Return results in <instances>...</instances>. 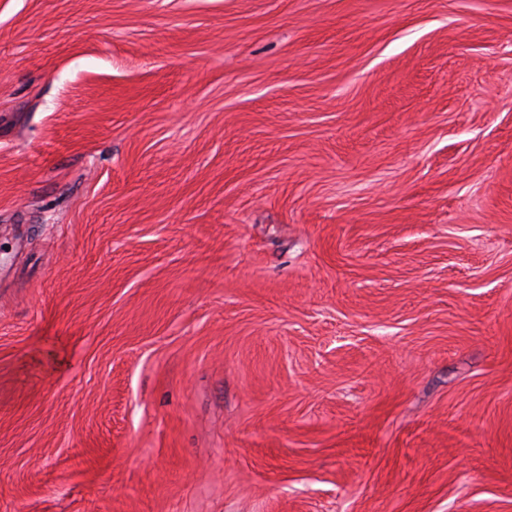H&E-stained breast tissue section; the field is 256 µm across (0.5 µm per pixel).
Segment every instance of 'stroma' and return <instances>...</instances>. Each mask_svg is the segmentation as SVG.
Wrapping results in <instances>:
<instances>
[{
    "label": "stroma",
    "mask_w": 512,
    "mask_h": 512,
    "mask_svg": "<svg viewBox=\"0 0 512 512\" xmlns=\"http://www.w3.org/2000/svg\"><path fill=\"white\" fill-rule=\"evenodd\" d=\"M0 512H512V0H0Z\"/></svg>",
    "instance_id": "1"
}]
</instances>
